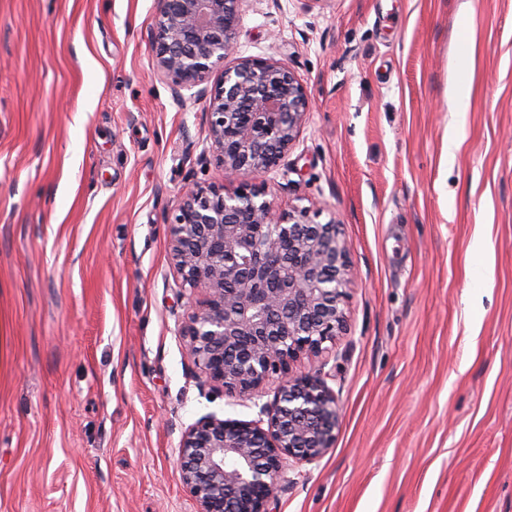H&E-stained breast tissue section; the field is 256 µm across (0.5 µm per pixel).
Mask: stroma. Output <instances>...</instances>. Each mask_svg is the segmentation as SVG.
Wrapping results in <instances>:
<instances>
[{"instance_id": "stroma-1", "label": "stroma", "mask_w": 512, "mask_h": 512, "mask_svg": "<svg viewBox=\"0 0 512 512\" xmlns=\"http://www.w3.org/2000/svg\"><path fill=\"white\" fill-rule=\"evenodd\" d=\"M155 13L0 0V512H195L182 431L258 416L178 334L202 294L167 218L224 172L153 69ZM238 43L314 100L255 185L337 218L353 267L345 331L294 367L330 373L336 441L272 512H512V0H246Z\"/></svg>"}]
</instances>
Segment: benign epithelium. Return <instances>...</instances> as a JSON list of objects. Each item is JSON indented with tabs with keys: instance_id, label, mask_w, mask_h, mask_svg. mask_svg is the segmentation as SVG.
Listing matches in <instances>:
<instances>
[{
	"instance_id": "obj_1",
	"label": "benign epithelium",
	"mask_w": 512,
	"mask_h": 512,
	"mask_svg": "<svg viewBox=\"0 0 512 512\" xmlns=\"http://www.w3.org/2000/svg\"><path fill=\"white\" fill-rule=\"evenodd\" d=\"M243 0H157L154 66L173 101L205 103V147L237 183L186 185L170 217L181 282L205 298L180 335L193 365L229 397L276 378L258 418L206 415L179 442L180 481L197 512H270L286 468L334 446L341 416L328 374L295 375L345 329L349 249L336 220L279 209L250 182L276 169L299 140L312 102L285 64L239 57Z\"/></svg>"
}]
</instances>
